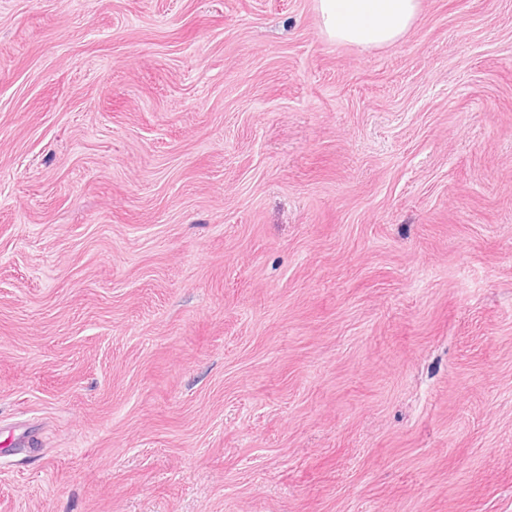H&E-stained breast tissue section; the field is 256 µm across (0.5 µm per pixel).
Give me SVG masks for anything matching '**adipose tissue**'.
Wrapping results in <instances>:
<instances>
[{"mask_svg": "<svg viewBox=\"0 0 512 512\" xmlns=\"http://www.w3.org/2000/svg\"><path fill=\"white\" fill-rule=\"evenodd\" d=\"M318 22L328 39L367 50L402 40L420 11L421 0H315Z\"/></svg>", "mask_w": 512, "mask_h": 512, "instance_id": "1", "label": "adipose tissue"}]
</instances>
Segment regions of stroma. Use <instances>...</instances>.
Here are the masks:
<instances>
[{"mask_svg": "<svg viewBox=\"0 0 512 512\" xmlns=\"http://www.w3.org/2000/svg\"><path fill=\"white\" fill-rule=\"evenodd\" d=\"M3 447L0 512H512V0H0ZM322 32L332 41L367 50L402 40L421 0H315Z\"/></svg>", "mask_w": 512, "mask_h": 512, "instance_id": "35a3bbf8", "label": "stroma"}]
</instances>
